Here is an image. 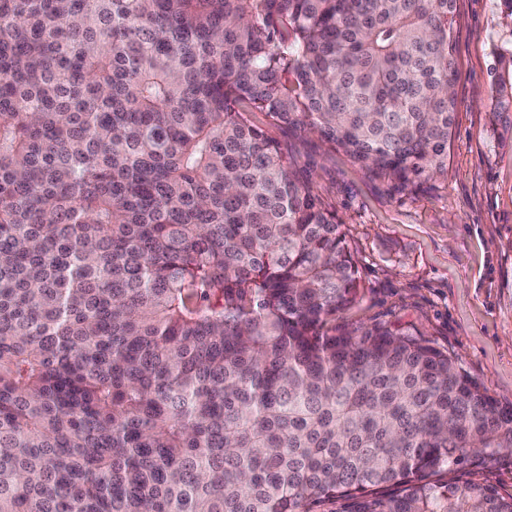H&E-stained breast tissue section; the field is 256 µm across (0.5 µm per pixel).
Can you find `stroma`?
<instances>
[{"label":"stroma","instance_id":"1","mask_svg":"<svg viewBox=\"0 0 512 512\" xmlns=\"http://www.w3.org/2000/svg\"><path fill=\"white\" fill-rule=\"evenodd\" d=\"M512 38L497 0H456L457 111L448 173L391 191L316 136L254 123L287 144L343 226L359 294L340 331L385 324L457 357L501 406L512 407V129L491 112L494 44ZM456 480L512 495V451L478 454Z\"/></svg>","mask_w":512,"mask_h":512}]
</instances>
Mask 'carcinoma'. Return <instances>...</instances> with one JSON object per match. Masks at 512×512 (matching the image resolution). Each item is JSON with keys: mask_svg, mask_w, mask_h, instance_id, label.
<instances>
[{"mask_svg": "<svg viewBox=\"0 0 512 512\" xmlns=\"http://www.w3.org/2000/svg\"><path fill=\"white\" fill-rule=\"evenodd\" d=\"M454 0H0V512H512L457 359L336 332V211L250 115L448 168ZM491 110L512 126V41ZM465 481L478 479L493 486L501 495H512V452L510 449H502L491 458L483 454H477L471 458L468 465L446 478Z\"/></svg>", "mask_w": 512, "mask_h": 512, "instance_id": "1", "label": "carcinoma"}]
</instances>
